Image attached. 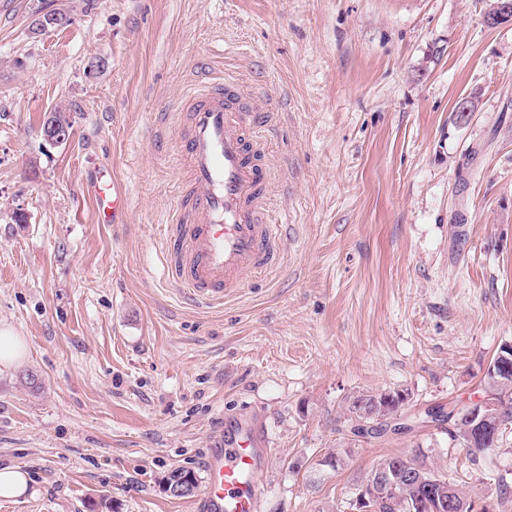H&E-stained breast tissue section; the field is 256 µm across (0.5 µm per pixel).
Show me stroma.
Here are the masks:
<instances>
[{
    "label": "stroma",
    "instance_id": "obj_1",
    "mask_svg": "<svg viewBox=\"0 0 512 512\" xmlns=\"http://www.w3.org/2000/svg\"><path fill=\"white\" fill-rule=\"evenodd\" d=\"M488 4L0 0V329L26 345L0 366V466L33 488L0 512H192L160 479L200 470L240 414L267 438L258 512H339L379 459L417 450L496 500L512 436L474 464L426 416L481 396L512 342V26L486 27ZM39 8L74 22L32 33ZM220 78L263 116L268 216L288 230L278 267L197 309L159 271L173 114ZM59 103L73 131L54 146L40 125ZM102 165L124 223L95 221ZM395 390L406 431L348 442L349 399Z\"/></svg>",
    "mask_w": 512,
    "mask_h": 512
}]
</instances>
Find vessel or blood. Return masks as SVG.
<instances>
[{
	"label": "vessel or blood",
	"instance_id": "vessel-or-blood-1",
	"mask_svg": "<svg viewBox=\"0 0 512 512\" xmlns=\"http://www.w3.org/2000/svg\"><path fill=\"white\" fill-rule=\"evenodd\" d=\"M241 98L232 83L192 92L184 104L189 131L173 150L189 172L190 189L167 226L164 273L196 305L223 304L245 288L246 274L280 259V227L266 215L265 144L256 114L244 111ZM97 179V223H121L126 192L108 171ZM265 452L257 417L225 420L204 458L206 481L194 512H256Z\"/></svg>",
	"mask_w": 512,
	"mask_h": 512
}]
</instances>
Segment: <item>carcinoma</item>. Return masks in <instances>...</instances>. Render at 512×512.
I'll list each match as a JSON object with an SVG mask.
<instances>
[{
  "mask_svg": "<svg viewBox=\"0 0 512 512\" xmlns=\"http://www.w3.org/2000/svg\"><path fill=\"white\" fill-rule=\"evenodd\" d=\"M500 393L504 397L501 427L487 442H477L472 446L465 444L464 435L469 421L464 410L450 405L448 411H439L440 416L448 421V438L466 449L474 462L501 447L503 440L507 438L508 430H512V384L501 388ZM406 400V394L398 390L380 394L371 392L360 394L347 407V416L344 419L345 431L356 438L381 436L387 430L385 424L380 423L376 428L363 432L360 426L356 425V421L368 420L381 412L396 410L402 407ZM348 453L347 448L333 449L322 459V466L336 470L344 464V455ZM174 482L189 485L187 491L189 495L198 485L195 472L185 467L170 470L163 479L165 484ZM427 486L435 490H449L457 500L468 504L477 500V496L468 486L452 481L430 467L424 460V454L419 452L412 456L394 455L380 460L371 470L367 482L357 485L351 492L345 507L355 512L357 507L354 500L361 494L373 499L372 512H435L434 501L426 497L425 487ZM498 512H512V485L505 477L499 480Z\"/></svg>",
  "mask_w": 512,
  "mask_h": 512,
  "instance_id": "carcinoma-1",
  "label": "carcinoma"
}]
</instances>
